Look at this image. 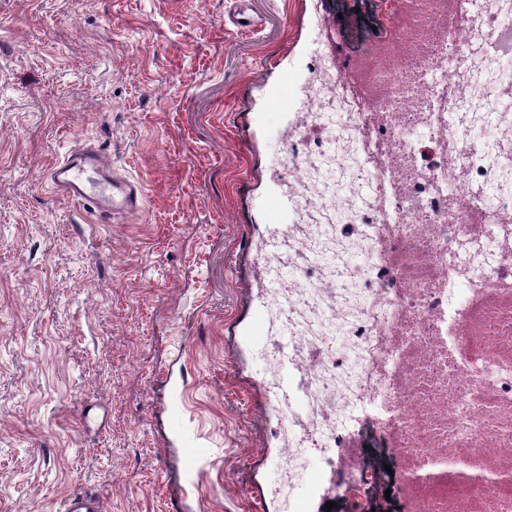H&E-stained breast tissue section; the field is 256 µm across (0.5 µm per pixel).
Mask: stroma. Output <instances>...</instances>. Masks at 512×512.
<instances>
[{
  "mask_svg": "<svg viewBox=\"0 0 512 512\" xmlns=\"http://www.w3.org/2000/svg\"><path fill=\"white\" fill-rule=\"evenodd\" d=\"M0 0V512H286L265 386L267 262L289 131L322 60H361L387 0ZM299 95L274 107L282 76ZM92 143L143 207L100 222L48 175ZM63 512H101L102 504L98 494L77 491L63 503Z\"/></svg>",
  "mask_w": 512,
  "mask_h": 512,
  "instance_id": "35a3bbf8",
  "label": "stroma"
}]
</instances>
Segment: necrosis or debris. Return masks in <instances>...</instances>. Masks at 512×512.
I'll return each instance as SVG.
<instances>
[{
	"label": "necrosis or debris",
	"instance_id": "1",
	"mask_svg": "<svg viewBox=\"0 0 512 512\" xmlns=\"http://www.w3.org/2000/svg\"><path fill=\"white\" fill-rule=\"evenodd\" d=\"M464 3L478 7L466 22L434 16L426 0L394 9L391 37L365 63L387 86L382 103L346 96L326 68L308 95L314 111L340 112L342 130L289 146L303 224L280 311L309 354L305 443L351 512H372L369 490L388 484L403 512H512V259L456 263L512 217V189L487 188L512 110L486 92L512 84V0ZM392 154L415 168L407 184ZM340 245L361 262L316 263ZM354 411L370 415L394 474L346 453Z\"/></svg>",
	"mask_w": 512,
	"mask_h": 512
}]
</instances>
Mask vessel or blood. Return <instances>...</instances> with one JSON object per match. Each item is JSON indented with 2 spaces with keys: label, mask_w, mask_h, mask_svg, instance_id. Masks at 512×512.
Masks as SVG:
<instances>
[{
  "label": "vessel or blood",
  "mask_w": 512,
  "mask_h": 512,
  "mask_svg": "<svg viewBox=\"0 0 512 512\" xmlns=\"http://www.w3.org/2000/svg\"><path fill=\"white\" fill-rule=\"evenodd\" d=\"M52 185L69 198L86 203L104 218L140 210L143 188L134 179L113 174L106 157L83 145L64 155L50 172ZM62 512H102L99 495L78 491L63 503Z\"/></svg>",
  "instance_id": "1"
}]
</instances>
